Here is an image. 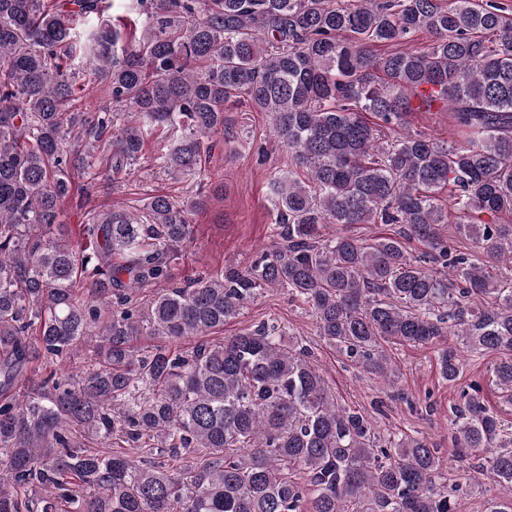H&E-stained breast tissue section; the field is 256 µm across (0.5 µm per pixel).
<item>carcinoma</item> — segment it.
Wrapping results in <instances>:
<instances>
[{
  "label": "carcinoma",
  "instance_id": "1",
  "mask_svg": "<svg viewBox=\"0 0 512 512\" xmlns=\"http://www.w3.org/2000/svg\"><path fill=\"white\" fill-rule=\"evenodd\" d=\"M133 2L128 31L103 20L111 0H0V512H464L438 448L340 407L278 325L207 337L283 288L390 386L385 343L454 337L437 356L448 382L464 354H497L512 407V279L493 274L512 269V17L490 0ZM424 31L422 51L372 49ZM96 82L109 106L77 107ZM245 103L289 158L249 265L158 287L191 242L200 187L136 211L81 202L73 244L59 214L74 176L115 182L164 130L155 170L197 180L224 112ZM437 105L457 139L412 129ZM450 223L477 254L448 243ZM144 336L163 344L145 352ZM78 352L83 369L57 373ZM452 426L458 457L476 460L463 480L498 487L486 512H512V427L478 383Z\"/></svg>",
  "mask_w": 512,
  "mask_h": 512
}]
</instances>
